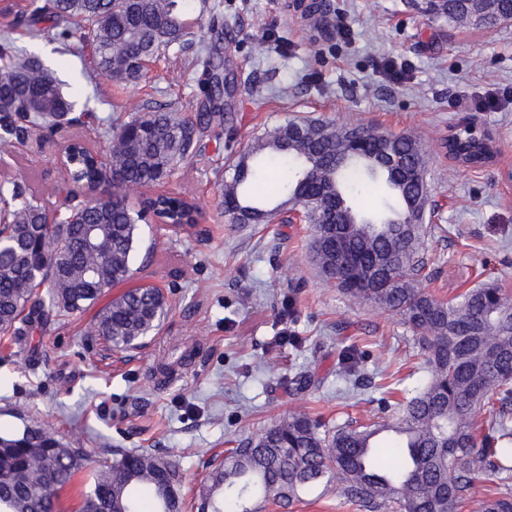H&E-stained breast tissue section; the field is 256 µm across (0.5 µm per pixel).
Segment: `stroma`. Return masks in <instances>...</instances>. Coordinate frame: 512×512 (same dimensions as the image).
I'll return each mask as SVG.
<instances>
[{
  "label": "stroma",
  "instance_id": "1",
  "mask_svg": "<svg viewBox=\"0 0 512 512\" xmlns=\"http://www.w3.org/2000/svg\"><path fill=\"white\" fill-rule=\"evenodd\" d=\"M28 0H0V31L38 55L61 79L76 111L112 120L178 102L200 106V69L154 58L138 83L92 75L88 52L51 34L13 28ZM226 65L238 91L224 100L223 135H207L194 164L160 189L196 199L204 217L173 232L140 227L133 285L162 288L170 311L142 347L114 350L85 333L95 309L22 344L0 342V425L48 424L59 438L80 434L91 460L113 451L163 449L186 488L210 471V457L280 417L302 411L328 425L396 418L398 405L427 376L400 316L353 305L327 286L308 256L303 224H229L217 190L231 158L265 129L306 116L418 135L429 150L427 182L435 212L422 286L450 299L483 282L512 294V104L490 112L487 94L512 89V21L493 30L448 25L428 0H329L328 28L291 19L287 0H221ZM266 49L256 53L254 44ZM320 54H313L312 45ZM472 120L493 137L495 160L474 172L447 157L440 142ZM61 138L17 146L16 177L50 188ZM301 339L285 343V335ZM356 346L366 371L336 381L338 351ZM308 367L296 393L289 379ZM260 512H359L338 485H316L289 508Z\"/></svg>",
  "mask_w": 512,
  "mask_h": 512
}]
</instances>
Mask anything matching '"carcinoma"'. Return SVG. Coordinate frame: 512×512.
<instances>
[{"mask_svg":"<svg viewBox=\"0 0 512 512\" xmlns=\"http://www.w3.org/2000/svg\"><path fill=\"white\" fill-rule=\"evenodd\" d=\"M441 0L437 14L450 24L473 21L485 29L512 15V0ZM58 37L89 43L93 70L118 83L136 82L143 63L185 36L179 0H31L24 21L32 32L45 19ZM0 158L36 129L63 130L95 120L73 112L58 80L36 56L15 53L10 31L0 33ZM201 90L207 105L185 112L177 103L100 128V155L86 139H70L58 180L43 192L0 180V334L16 340L57 319L97 304L134 277L140 224L152 215L173 228L190 225L196 205L175 195L128 202L131 187L150 188L190 165L200 135L224 131V60L202 46ZM323 119L299 118L265 130L229 164L222 205L229 224H267L300 204L310 205V248L323 279L355 304L392 311L411 329L428 376L400 404L391 423H343L326 428L293 412L250 434L193 492V507L252 512L249 503L272 499L290 506L311 486L341 485L343 498L363 512H459L480 474L512 472V296L495 283L439 300L419 288L427 233L428 160L421 141ZM444 148L467 168L489 165L493 140L459 138ZM287 165L291 177L271 189L263 172ZM65 195L67 215L50 222L53 197ZM387 197L375 212L363 200ZM351 211L334 218L336 200ZM94 227L93 245L84 230ZM352 261L336 262V237ZM169 313L153 286L128 289L102 307L88 325L116 350L136 347ZM362 355L341 353L336 380L360 375ZM81 438L64 443L48 425L0 428V512H59L60 493L88 472L79 512H184L179 465L158 450L118 451L112 462L88 466ZM480 512H512V489L500 487Z\"/></svg>","mask_w":512,"mask_h":512,"instance_id":"carcinoma-1","label":"carcinoma"}]
</instances>
